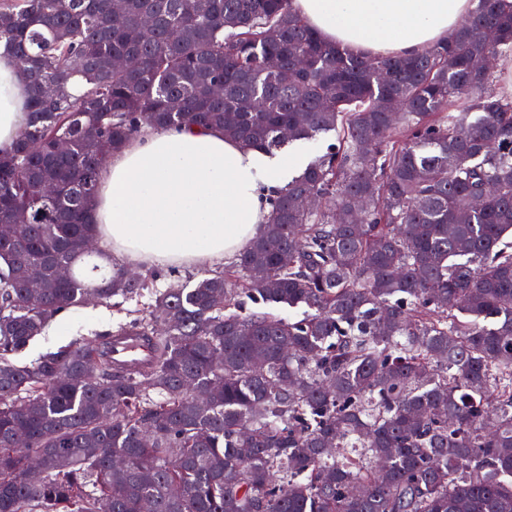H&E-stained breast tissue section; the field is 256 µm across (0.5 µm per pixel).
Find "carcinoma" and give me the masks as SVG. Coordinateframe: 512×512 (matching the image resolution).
Returning a JSON list of instances; mask_svg holds the SVG:
<instances>
[{
  "instance_id": "carcinoma-1",
  "label": "carcinoma",
  "mask_w": 512,
  "mask_h": 512,
  "mask_svg": "<svg viewBox=\"0 0 512 512\" xmlns=\"http://www.w3.org/2000/svg\"><path fill=\"white\" fill-rule=\"evenodd\" d=\"M473 4L449 40L401 58L323 41L292 0L0 9L30 113L0 154V512H512V97L489 90L492 68L471 69L512 51V5ZM117 55L135 66L113 68ZM183 125L270 154L340 140L269 199L224 273L157 292L149 315L118 327L149 337L151 362L114 366L112 329L12 361L86 300L162 275L89 262L108 259L84 248L110 159L97 142L115 152ZM310 192L322 207L298 206ZM22 265L44 288L26 287ZM250 302L308 313L292 322Z\"/></svg>"
}]
</instances>
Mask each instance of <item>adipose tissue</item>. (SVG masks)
I'll list each match as a JSON object with an SVG mask.
<instances>
[{"label":"adipose tissue","mask_w":512,"mask_h":512,"mask_svg":"<svg viewBox=\"0 0 512 512\" xmlns=\"http://www.w3.org/2000/svg\"><path fill=\"white\" fill-rule=\"evenodd\" d=\"M325 42L354 55L412 56L448 39L470 0H292ZM23 67L0 52V151L28 120ZM288 154L271 158L219 129L146 130L99 174L97 238L137 266L205 264L237 254L267 221V199L285 189Z\"/></svg>","instance_id":"adipose-tissue-1"}]
</instances>
